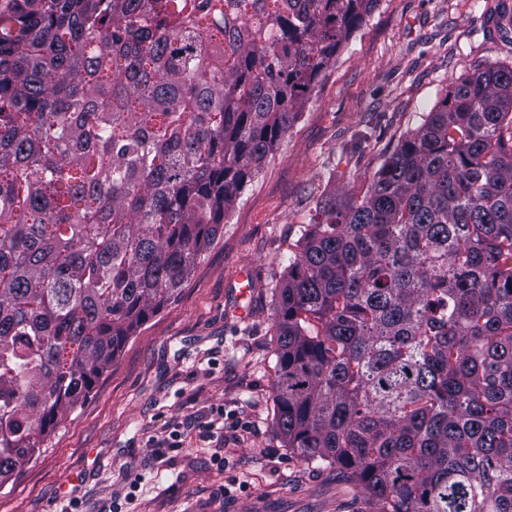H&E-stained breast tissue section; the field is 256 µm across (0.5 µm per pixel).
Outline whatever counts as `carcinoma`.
<instances>
[{"label": "carcinoma", "mask_w": 512, "mask_h": 512, "mask_svg": "<svg viewBox=\"0 0 512 512\" xmlns=\"http://www.w3.org/2000/svg\"><path fill=\"white\" fill-rule=\"evenodd\" d=\"M379 0H0V485L176 299ZM274 429L376 512H512V66L271 288Z\"/></svg>", "instance_id": "cac0c4a2"}]
</instances>
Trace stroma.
Returning a JSON list of instances; mask_svg holds the SVG:
<instances>
[{"mask_svg": "<svg viewBox=\"0 0 512 512\" xmlns=\"http://www.w3.org/2000/svg\"><path fill=\"white\" fill-rule=\"evenodd\" d=\"M380 0L320 75L179 296L130 338L45 451L0 487V512H373L273 429L271 287L318 202L363 194L452 78L512 62L493 6ZM255 283L240 299L241 276ZM249 310L239 317L237 305ZM223 426H212L216 414ZM247 431H233L236 419Z\"/></svg>", "mask_w": 512, "mask_h": 512, "instance_id": "35a3bbf8", "label": "stroma"}]
</instances>
